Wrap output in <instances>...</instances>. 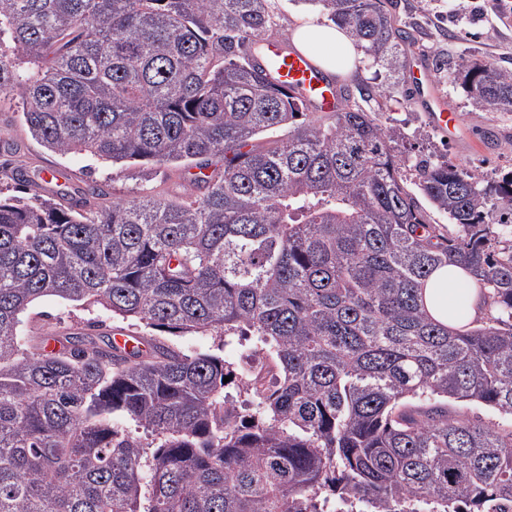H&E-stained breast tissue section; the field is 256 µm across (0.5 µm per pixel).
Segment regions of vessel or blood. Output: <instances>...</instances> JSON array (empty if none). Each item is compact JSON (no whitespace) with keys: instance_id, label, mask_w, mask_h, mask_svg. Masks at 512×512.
Returning <instances> with one entry per match:
<instances>
[{"instance_id":"b4317fda","label":"vessel or blood","mask_w":512,"mask_h":512,"mask_svg":"<svg viewBox=\"0 0 512 512\" xmlns=\"http://www.w3.org/2000/svg\"><path fill=\"white\" fill-rule=\"evenodd\" d=\"M266 55L280 84L302 93L321 111L333 112L338 109L339 100L335 86L305 56L284 53L282 48L276 46L268 47ZM415 104L427 112L431 124L438 131L455 134L459 118L453 107L432 105L421 96L416 98Z\"/></svg>"}]
</instances>
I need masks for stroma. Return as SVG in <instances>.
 Wrapping results in <instances>:
<instances>
[{
    "label": "stroma",
    "mask_w": 512,
    "mask_h": 512,
    "mask_svg": "<svg viewBox=\"0 0 512 512\" xmlns=\"http://www.w3.org/2000/svg\"><path fill=\"white\" fill-rule=\"evenodd\" d=\"M393 2L392 11L398 21L412 23V35L427 51L409 55L406 69L399 73L360 56L347 76L350 103L368 112L381 110L382 121L400 129L403 139L397 149L407 159L404 184L417 195L427 223L444 224L447 215L417 194L418 161L447 156L483 181L498 180L512 172V113L476 109L460 83L446 75L435 76L432 56L440 53L453 61L464 55L512 71V0ZM418 84L430 85L434 98L457 109L460 127L455 136L435 130L424 113L405 97V89ZM20 164L33 175L55 170L73 177L81 187L100 184L112 200L147 188L165 193L172 190L175 181L190 180L193 174L189 168L174 173L160 166L152 177L145 178L138 167L130 164L90 166L77 156L50 151L29 133L23 120L22 99L15 93L0 97V188L14 189L11 174ZM93 320L101 321L107 331L123 325L109 313L56 297L42 298L24 316L27 328L38 334L83 328Z\"/></svg>",
    "instance_id": "stroma-1"
}]
</instances>
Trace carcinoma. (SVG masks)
Listing matches in <instances>:
<instances>
[{"mask_svg":"<svg viewBox=\"0 0 512 512\" xmlns=\"http://www.w3.org/2000/svg\"><path fill=\"white\" fill-rule=\"evenodd\" d=\"M267 2L0 0L19 59H0V95L21 94L38 142L198 169L107 207L98 185L0 196V512H512V172L418 162L451 221L426 223L399 129L347 102L315 115L251 52ZM312 2L406 67L388 0ZM453 80L512 113V71L462 57ZM450 264L487 321L428 313L422 287ZM49 296L134 322L132 345L91 324L24 332ZM157 331L246 342L267 372Z\"/></svg>","mask_w":512,"mask_h":512,"instance_id":"obj_1","label":"carcinoma"}]
</instances>
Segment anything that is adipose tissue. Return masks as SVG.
Listing matches in <instances>:
<instances>
[{
    "instance_id": "1",
    "label": "adipose tissue",
    "mask_w": 512,
    "mask_h": 512,
    "mask_svg": "<svg viewBox=\"0 0 512 512\" xmlns=\"http://www.w3.org/2000/svg\"><path fill=\"white\" fill-rule=\"evenodd\" d=\"M292 38L327 71L345 74L352 70L357 49L339 27L311 21L296 28ZM423 296L431 315L447 325L454 322L450 311L456 306H465L471 319L480 312L481 300L468 274L454 265L436 270L428 279Z\"/></svg>"
}]
</instances>
